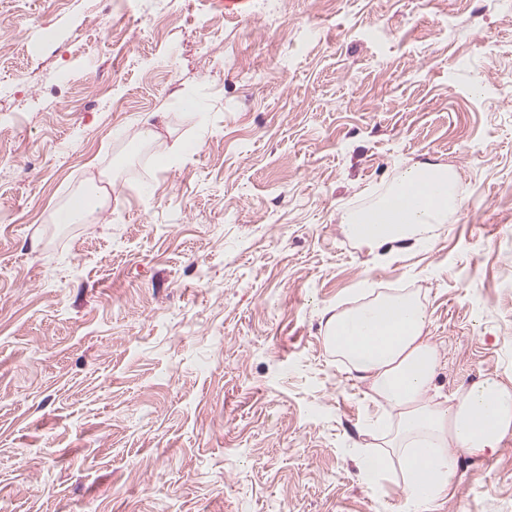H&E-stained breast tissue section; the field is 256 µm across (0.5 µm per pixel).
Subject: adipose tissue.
Returning <instances> with one entry per match:
<instances>
[{
	"label": "adipose tissue",
	"instance_id": "adipose-tissue-1",
	"mask_svg": "<svg viewBox=\"0 0 512 512\" xmlns=\"http://www.w3.org/2000/svg\"><path fill=\"white\" fill-rule=\"evenodd\" d=\"M463 204L455 171L418 163L405 167L371 206L349 213L344 230L371 249H429L435 229ZM428 323L420 296L404 289L376 294L326 320L327 346L367 381L371 401L390 411L379 421L381 454L364 456L362 465L379 473L396 460L400 512H430L454 481L458 453L488 458L512 435V386L498 376L449 398L436 393L443 355Z\"/></svg>",
	"mask_w": 512,
	"mask_h": 512
}]
</instances>
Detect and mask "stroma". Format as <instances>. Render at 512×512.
<instances>
[{
  "label": "stroma",
  "instance_id": "35a3bbf8",
  "mask_svg": "<svg viewBox=\"0 0 512 512\" xmlns=\"http://www.w3.org/2000/svg\"><path fill=\"white\" fill-rule=\"evenodd\" d=\"M418 160L434 247L349 240ZM365 282L419 293L438 393L512 381V0H0V512H396L325 343ZM434 512H512V435ZM107 192L89 196L84 190L75 191L69 198L65 207L60 209L56 215L57 224H71L82 215L93 212L105 204Z\"/></svg>",
  "mask_w": 512,
  "mask_h": 512
}]
</instances>
